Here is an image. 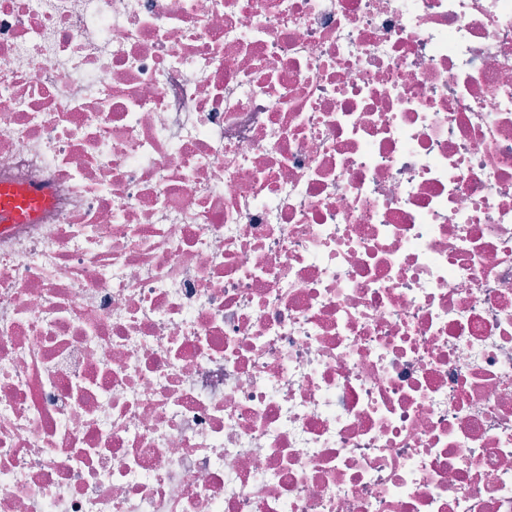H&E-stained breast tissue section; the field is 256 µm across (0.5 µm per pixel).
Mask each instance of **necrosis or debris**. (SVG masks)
I'll return each mask as SVG.
<instances>
[{
    "instance_id": "necrosis-or-debris-1",
    "label": "necrosis or debris",
    "mask_w": 512,
    "mask_h": 512,
    "mask_svg": "<svg viewBox=\"0 0 512 512\" xmlns=\"http://www.w3.org/2000/svg\"><path fill=\"white\" fill-rule=\"evenodd\" d=\"M0 512H512V0H0ZM48 203V194L39 189L0 188V226L23 224Z\"/></svg>"
}]
</instances>
